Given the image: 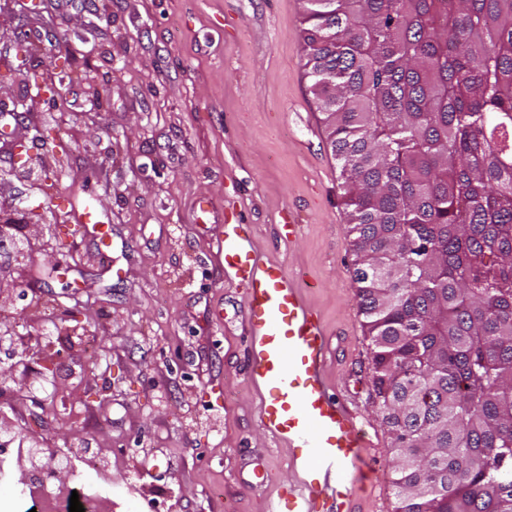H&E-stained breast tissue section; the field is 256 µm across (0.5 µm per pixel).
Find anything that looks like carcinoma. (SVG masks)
Listing matches in <instances>:
<instances>
[{
  "label": "carcinoma",
  "mask_w": 512,
  "mask_h": 512,
  "mask_svg": "<svg viewBox=\"0 0 512 512\" xmlns=\"http://www.w3.org/2000/svg\"><path fill=\"white\" fill-rule=\"evenodd\" d=\"M397 512H512V0H305Z\"/></svg>",
  "instance_id": "obj_1"
}]
</instances>
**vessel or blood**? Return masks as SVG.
I'll return each instance as SVG.
<instances>
[{"instance_id": "vessel-or-blood-1", "label": "vessel or blood", "mask_w": 512, "mask_h": 512, "mask_svg": "<svg viewBox=\"0 0 512 512\" xmlns=\"http://www.w3.org/2000/svg\"><path fill=\"white\" fill-rule=\"evenodd\" d=\"M217 241L225 271L246 289V377L259 397L260 425L288 443L296 473L266 512H353L377 468L362 453L356 413L337 402L323 377L329 344L317 315L281 265L257 257L243 217L218 225Z\"/></svg>"}]
</instances>
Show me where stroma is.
Returning a JSON list of instances; mask_svg holds the SVG:
<instances>
[{
  "instance_id": "stroma-1",
  "label": "stroma",
  "mask_w": 512,
  "mask_h": 512,
  "mask_svg": "<svg viewBox=\"0 0 512 512\" xmlns=\"http://www.w3.org/2000/svg\"><path fill=\"white\" fill-rule=\"evenodd\" d=\"M304 6L0 0V113L17 116L0 135V214L44 227L0 249L18 285L0 294V364L13 369L0 420L53 451L122 453L112 512H265L294 476L287 444L259 426L243 290L219 269L215 228L240 213L259 256L318 314L325 377L369 435L378 472L357 512H397L340 163L304 66ZM20 38L33 54H17ZM35 75L61 96L25 111ZM43 125L67 152H33L14 170L15 140ZM92 204L98 223L66 236ZM291 217L300 233L287 242L276 227Z\"/></svg>"
}]
</instances>
